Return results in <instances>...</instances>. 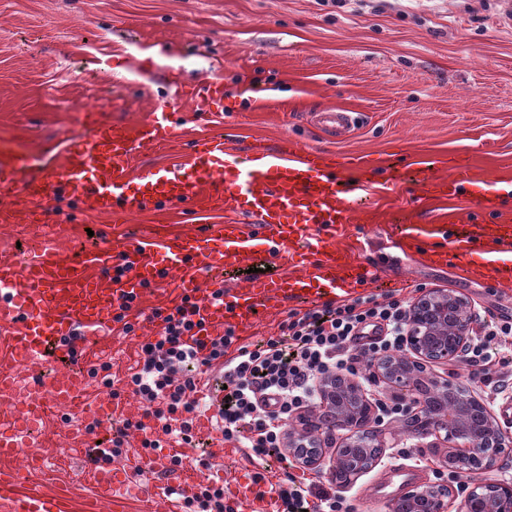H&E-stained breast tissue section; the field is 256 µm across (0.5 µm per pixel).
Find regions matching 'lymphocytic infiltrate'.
Masks as SVG:
<instances>
[{
  "mask_svg": "<svg viewBox=\"0 0 512 512\" xmlns=\"http://www.w3.org/2000/svg\"><path fill=\"white\" fill-rule=\"evenodd\" d=\"M409 307L400 292L371 293L346 303L289 310L279 336L253 347L228 331L195 348L186 342L195 323L181 304L163 316L160 336L143 345L123 384L115 383L108 361L92 367L90 376L112 396L126 389L138 398L145 421L127 420L123 427L142 432V448L159 445L147 435L150 427L190 446L203 404L201 379L220 366L225 406L218 412L217 428L225 442L261 461L287 447L290 420L321 408L317 383L336 374L364 379L379 355L401 351ZM505 352H512V315L502 313L480 320L461 355L468 379L497 398L512 392V370L498 361ZM278 489L283 512H354L340 492L312 479L298 481L287 470L278 477Z\"/></svg>",
  "mask_w": 512,
  "mask_h": 512,
  "instance_id": "lymphocytic-infiltrate-1",
  "label": "lymphocytic infiltrate"
}]
</instances>
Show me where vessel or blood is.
Returning a JSON list of instances; mask_svg holds the SVG:
<instances>
[{
	"label": "vessel or blood",
	"instance_id": "obj_1",
	"mask_svg": "<svg viewBox=\"0 0 512 512\" xmlns=\"http://www.w3.org/2000/svg\"><path fill=\"white\" fill-rule=\"evenodd\" d=\"M182 96H206L216 109L224 107V81L214 78L202 87L185 86ZM87 130L65 139L63 162L57 168L32 171L31 159L8 145L0 146V223L50 224L52 204L72 201L80 213L121 218L161 214L168 206L243 212L248 224H210L188 236L170 226H150L143 237L115 239L112 250L72 257L60 249L45 250L25 266L0 258V324L16 325L10 336L11 361L0 366V405L16 411L8 428L0 430V459L15 457L29 446L47 413L73 414L85 402L88 372L78 367L61 375L19 386L17 365L39 367L48 351L62 358L80 356L91 335L109 325L124 301L141 306L157 285L171 281L175 295L195 302L197 326L188 342L198 346L225 331H243L261 311H279L293 304H323L356 297L363 274L348 254L336 246V228L347 223V200L341 174L355 170L354 158L335 157L283 140L275 149H257L240 161L236 147L220 136L193 142L189 164L133 172L136 156L163 150L176 139L177 127L164 106H157L142 123L107 121L88 109ZM469 162L456 167L452 181L428 179L426 191L437 198L454 196L462 184L482 181ZM480 211L492 220L473 223L463 235L445 225H412L403 249L425 248L427 256L468 265L475 253L485 254L478 276L495 284L503 277L501 256L512 242V217L499 213L497 197L477 198ZM126 268L116 274L115 265ZM255 264L267 273L248 285L224 293L216 301L205 295L204 276L231 273ZM177 443L167 442L133 461L149 472L163 471ZM100 487L123 503L131 481L126 468L97 471ZM12 475L0 471V507L5 512H63L55 491L17 494ZM193 482L159 486L156 512H166L168 499L191 494ZM234 512H280L274 478L248 479L226 488Z\"/></svg>",
	"mask_w": 512,
	"mask_h": 512
}]
</instances>
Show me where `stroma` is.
I'll return each instance as SVG.
<instances>
[{
	"instance_id": "obj_1",
	"label": "stroma",
	"mask_w": 512,
	"mask_h": 512,
	"mask_svg": "<svg viewBox=\"0 0 512 512\" xmlns=\"http://www.w3.org/2000/svg\"><path fill=\"white\" fill-rule=\"evenodd\" d=\"M218 74L222 115L206 99L179 96L180 86ZM161 101L179 126L178 142L136 157L134 170L185 162L194 138L217 135L244 155L254 144L272 148L288 138L360 158L376 171L373 186L356 194L336 245L369 269L365 292L408 293L428 283L512 315V288L397 247L408 225L468 221L485 184L445 200L427 198L422 184L452 176L453 158L512 176V0H0V140L57 166L64 138L82 131L80 109L136 124ZM327 108L354 113L344 136L321 125ZM155 221L152 214L82 215L43 232L0 224V257L21 265L42 248L108 250L113 238ZM149 312L145 305L128 314L134 333L105 329L92 361H111L124 378L152 333ZM86 421L82 414L67 424L45 418L52 471L38 466L35 447L6 463L22 487L65 493L68 512H85L100 496L93 466L65 438ZM399 448L391 443L379 464L346 487L356 512H391L375 485L400 461Z\"/></svg>"
}]
</instances>
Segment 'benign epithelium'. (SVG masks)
I'll return each mask as SVG.
<instances>
[{
	"label": "benign epithelium",
	"mask_w": 512,
	"mask_h": 512,
	"mask_svg": "<svg viewBox=\"0 0 512 512\" xmlns=\"http://www.w3.org/2000/svg\"><path fill=\"white\" fill-rule=\"evenodd\" d=\"M477 312L470 301L454 290L432 288L418 297L409 310L405 336L406 352L386 358L376 365L377 373L400 391L406 402L403 421L410 434L425 432L442 442H455L444 458L450 472L478 473L492 464L490 450L512 447V437L503 433L487 405L474 395L471 404L462 405L453 420L436 416L428 399L405 383L419 376L433 396L448 398L452 385L448 380L427 372L432 364L453 362L472 338L477 328ZM323 406L327 409L321 421L308 419L305 425L290 431L285 452L301 465L314 468L329 462L330 474L337 483L346 485L377 465L387 447L385 437L368 433L371 404L361 387L353 380L337 375L324 382ZM342 442L336 443L337 436ZM363 448L365 453L357 469L341 451L330 457L327 449ZM411 501L425 500L431 512H451L454 498L443 484L423 485L408 494ZM462 512H512V486L494 483L473 484L463 500Z\"/></svg>",
	"instance_id": "7a95c632"
}]
</instances>
